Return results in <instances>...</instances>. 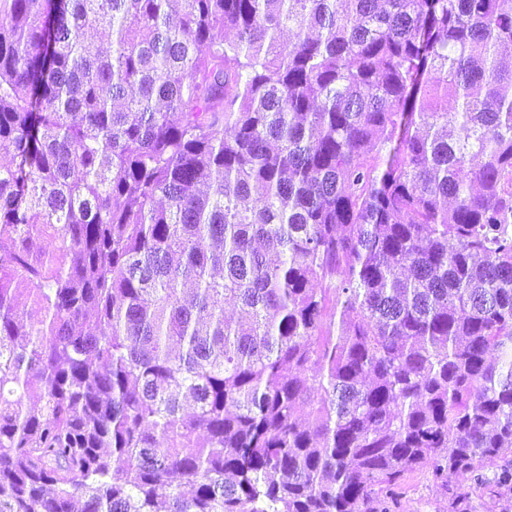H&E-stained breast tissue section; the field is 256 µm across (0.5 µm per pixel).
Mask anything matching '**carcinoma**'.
I'll return each instance as SVG.
<instances>
[{
	"mask_svg": "<svg viewBox=\"0 0 512 512\" xmlns=\"http://www.w3.org/2000/svg\"><path fill=\"white\" fill-rule=\"evenodd\" d=\"M0 153V512L512 490V0H0Z\"/></svg>",
	"mask_w": 512,
	"mask_h": 512,
	"instance_id": "carcinoma-1",
	"label": "carcinoma"
}]
</instances>
